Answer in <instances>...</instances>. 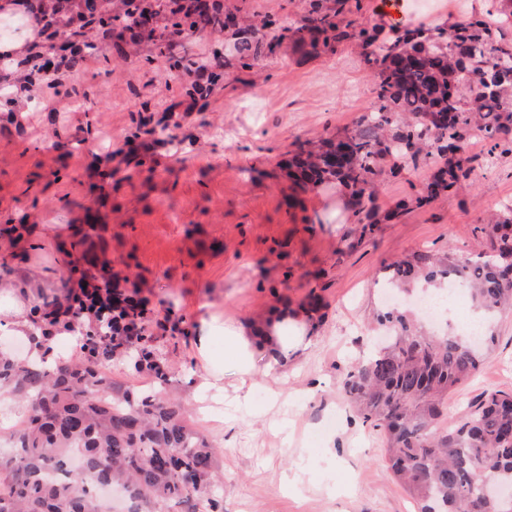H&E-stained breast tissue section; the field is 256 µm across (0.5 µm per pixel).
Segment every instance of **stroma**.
<instances>
[{
	"instance_id": "obj_1",
	"label": "stroma",
	"mask_w": 512,
	"mask_h": 512,
	"mask_svg": "<svg viewBox=\"0 0 512 512\" xmlns=\"http://www.w3.org/2000/svg\"><path fill=\"white\" fill-rule=\"evenodd\" d=\"M360 23L379 25L383 36L424 24L441 25L493 11L495 0H361ZM264 78L229 70L212 107L195 113L177 135L174 173L153 188H121L112 198V257L134 254L141 266V295L153 311L170 310L181 329L178 343L154 346L171 373L170 388L184 403L189 425L219 450L224 512H416L394 479L383 438L353 409L343 383L356 361L388 336L377 315L387 267L417 252L468 258L491 248L481 230L490 213L512 207V155L490 159L479 132L469 135L466 191L440 194L423 207L434 160H408L383 175L375 201L386 215L400 202L409 208L385 220L353 251L337 257L344 233L356 227V206L341 191L307 196L309 213L324 225L305 230L285 203L288 181L280 165L295 143L356 128L373 105L376 70L366 65L356 40L333 55L301 58L281 46L262 63ZM177 80L161 62L98 64L78 89L91 122L86 144L74 152L67 177L43 183L55 171V130L69 127V101L57 112L32 104L24 133L0 146V224L27 209L41 257L15 260L27 274L35 301L63 297L61 261L53 245L75 223L85 193L79 185L99 148L122 145L133 112L172 98ZM184 207L188 220L173 222ZM322 270V319L303 336H285L282 358L269 344L255 346L258 364L275 362L269 375L241 380L224 368L221 394L200 393L205 374L194 343L202 304L225 326L247 327L272 304L270 288L285 277ZM495 341L489 359L448 398L447 424L459 423L485 392L512 394V312L489 325Z\"/></svg>"
}]
</instances>
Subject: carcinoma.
<instances>
[{"label": "carcinoma", "instance_id": "1", "mask_svg": "<svg viewBox=\"0 0 512 512\" xmlns=\"http://www.w3.org/2000/svg\"><path fill=\"white\" fill-rule=\"evenodd\" d=\"M0 16L19 15L28 26L42 29L30 41L25 61L6 67L13 71L46 53L50 37L61 30L39 11L41 0H23L15 9L3 8ZM125 8L112 15L92 11L88 25L112 37V51L127 58V49L144 45L138 57L144 64L162 60L169 72L181 78L176 98L205 99L209 91L189 78L197 69L210 73L211 85L224 86L227 69L254 74L261 62L284 42L306 58L334 54L347 39L358 38L364 61L380 74L373 111L347 133L350 153L346 165L336 168L333 148L336 137L322 136L296 146L288 159V180L293 195L288 207L304 208L302 196L319 187H338L358 204L378 191L384 173L379 159L391 155L390 172L406 159L430 158L446 152V161L428 185L425 195L412 199L417 207L440 192L456 193L466 187L471 169L465 166L468 134L484 131L492 140L489 155L512 154V80L494 84L489 96L473 99L453 92L457 70L475 77L499 67L512 71V42L503 41L502 25L512 22V0H497V13L474 15L451 26L419 25L386 38L377 49L366 46L378 40L379 31L367 33L349 17L361 10L360 0H308L297 26H285L274 16L257 11L239 21L236 12L218 0H123ZM162 15L163 27L153 24ZM232 33V48L219 46L204 59L183 48L191 38L211 32ZM94 52V43L81 45L59 56V65L77 69ZM43 92L36 76L0 89V107L11 99H34ZM452 114L451 123H429L426 115ZM130 138L151 137L174 143V126L155 118L146 107L132 118ZM84 139L66 131L57 135L56 148L65 158L78 150ZM155 174L141 156L131 158L122 176L99 187L95 209L112 206V191L134 186L142 172ZM398 216L394 210L383 217L369 210L358 220L357 240L373 231L382 220ZM512 208L492 216L483 228L499 244L501 256L512 257ZM28 215L0 224V238L28 257ZM70 282H95L94 291L70 298L64 316L31 306V322L40 331L42 357H12L0 353V390L21 394L27 404L26 426L11 433L16 454L0 460V512H106L97 491L117 484L131 493L137 504H152L155 512L188 501L190 490L201 488L205 512H219L215 494V450L186 420L182 403L168 396V370L150 345L153 331L178 340L179 322L166 316L150 321L134 294L116 297L120 282L143 280L139 265L112 262V225L97 224L90 214L84 223L70 226L67 238L56 244ZM390 282L399 288L418 282L441 287L456 278L469 289L473 306L489 320L512 310V263L504 266L493 257L477 254L460 260L451 254L436 257L421 252L388 265ZM380 322L398 329L396 336L373 357L357 363L347 374L344 390L365 419L383 436L385 459L418 505V512H512V499L489 503L484 482L512 486V394L487 391L477 408L459 425H440L442 407L449 394L465 384L483 364L494 337L479 342L445 333L433 336L397 309L380 315ZM79 331L76 352L69 359L46 360L51 343L63 333ZM128 358L134 368L153 374L154 385L122 398H102L100 391L112 386L108 365Z\"/></svg>", "mask_w": 512, "mask_h": 512}]
</instances>
